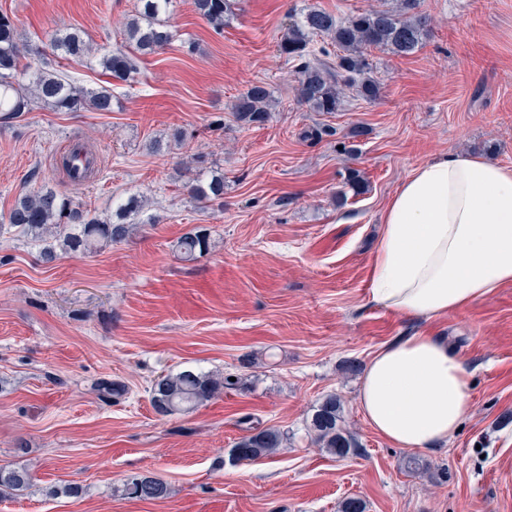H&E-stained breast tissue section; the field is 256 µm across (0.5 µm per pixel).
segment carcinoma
<instances>
[{
	"label": "carcinoma",
	"instance_id": "1",
	"mask_svg": "<svg viewBox=\"0 0 512 512\" xmlns=\"http://www.w3.org/2000/svg\"><path fill=\"white\" fill-rule=\"evenodd\" d=\"M173 0H140V9L126 24L128 49L116 48L94 58L102 71L121 81L136 73V57L165 49L177 38L162 16L169 12ZM200 14L217 32L224 30L235 16L236 0H195ZM420 0H400L392 8L371 9L339 24L332 14L321 9L302 11L284 29L279 42L281 54L299 61L296 92L298 101L313 112L332 113L339 110L342 91L357 87L360 94L375 100L379 85L370 77L372 64L367 56L371 47H386L408 56L421 48L428 37L430 22L419 12ZM316 35L329 37L336 47V63L327 60L330 52L311 47ZM24 44L18 39L14 21L0 14V112L10 118L28 112L40 104L56 112L112 111V93L106 88L79 86L71 77L48 64L29 74L20 65ZM52 52L79 61L91 59V47L77 32H65L54 39ZM238 121L246 125H262L270 117V91L251 87L233 107ZM62 167L70 179L85 181L95 170L94 159L86 147L75 144L62 158ZM344 184L353 194L365 191L366 183L357 169H347ZM189 197L195 201H214L224 196V177L209 179L198 174L189 181ZM146 216L145 197L130 195L117 202L112 213L99 218L83 211L68 196L52 188H42L19 196L8 213L0 215V236L22 239L38 248L45 264L54 263L63 254H86L108 244L126 241L138 224H150ZM176 250L186 261L210 248V236L196 229L179 238ZM231 375L183 370L155 380L151 386V404L156 414L169 416L188 413L213 400L236 383ZM101 398L114 402L126 394L125 386L103 382L98 386ZM341 404L334 395L322 399L309 423L314 442L327 455L344 459L357 452L353 435L340 425ZM283 443V434L274 427L255 428L231 449L233 461H254L273 454ZM32 481L31 471L24 466H0V494L6 490L21 491ZM122 494L141 501H155L168 496V485L160 478L139 481L129 479Z\"/></svg>",
	"mask_w": 512,
	"mask_h": 512
}]
</instances>
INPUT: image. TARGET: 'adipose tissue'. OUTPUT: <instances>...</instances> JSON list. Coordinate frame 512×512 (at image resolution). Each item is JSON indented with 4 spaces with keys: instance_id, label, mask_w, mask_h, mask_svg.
I'll return each mask as SVG.
<instances>
[{
    "instance_id": "ef3b65f1",
    "label": "adipose tissue",
    "mask_w": 512,
    "mask_h": 512,
    "mask_svg": "<svg viewBox=\"0 0 512 512\" xmlns=\"http://www.w3.org/2000/svg\"><path fill=\"white\" fill-rule=\"evenodd\" d=\"M371 271L374 303L431 319L512 283V168L443 154L413 169L383 210ZM468 374L442 339L417 331L381 347L358 391L369 425L401 448L453 439Z\"/></svg>"
}]
</instances>
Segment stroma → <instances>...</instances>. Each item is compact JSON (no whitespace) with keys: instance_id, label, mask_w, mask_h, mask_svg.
Returning <instances> with one entry per match:
<instances>
[{"instance_id":"35a3bbf8","label":"stroma","mask_w":512,"mask_h":512,"mask_svg":"<svg viewBox=\"0 0 512 512\" xmlns=\"http://www.w3.org/2000/svg\"><path fill=\"white\" fill-rule=\"evenodd\" d=\"M137 0H0L38 68L56 32L119 47ZM396 0H240L216 33L194 0H173L168 48L142 58L130 83L60 61L87 88L108 86V112L38 107L0 119V213L54 188L102 215L113 197L144 195L155 223L99 251L43 264L19 240L0 242V465L33 473L0 495V512H512V284L442 318L411 319L370 300L371 266L390 197L444 153L512 168V0H421L431 32L414 54L368 51L380 95L346 90L332 114L294 87L298 63L278 42L291 15L320 8L337 22ZM274 101L261 126L238 122L252 86ZM363 126L356 156L339 149ZM81 143L94 175L72 182L58 160ZM366 180L345 195L346 168ZM224 177L223 199L195 204L198 170ZM209 251L183 260L195 229ZM423 331L444 339L469 373L458 435L430 450L398 448L357 404L360 371L384 344ZM185 369L237 376L236 389L189 413L157 415L150 388ZM125 384L103 401L99 382ZM343 404L358 455L318 450L307 429L326 395ZM286 439L274 454L232 462L251 426ZM422 461L417 473L406 456ZM164 480L165 499L121 496L130 476ZM80 487L79 495L52 488ZM176 250L186 261H190L197 254H202L210 248V236L206 229H196L179 238L175 244Z\"/></svg>"}]
</instances>
